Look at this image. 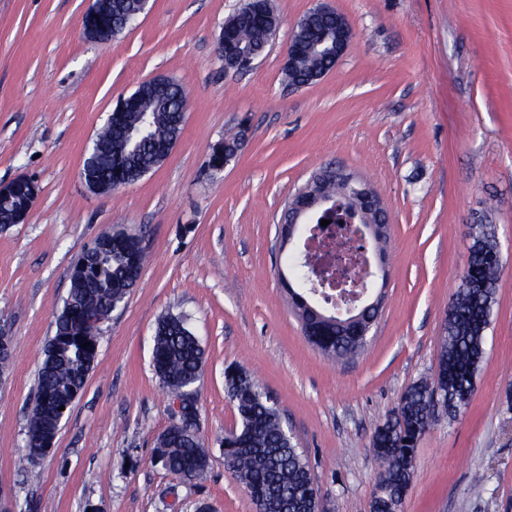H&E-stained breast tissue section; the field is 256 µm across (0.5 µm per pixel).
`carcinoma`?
Returning a JSON list of instances; mask_svg holds the SVG:
<instances>
[{
    "instance_id": "carcinoma-1",
    "label": "carcinoma",
    "mask_w": 512,
    "mask_h": 512,
    "mask_svg": "<svg viewBox=\"0 0 512 512\" xmlns=\"http://www.w3.org/2000/svg\"><path fill=\"white\" fill-rule=\"evenodd\" d=\"M266 12L272 23L277 17L270 0H249L231 16L218 39L219 55L231 50L262 53L273 35L265 23L250 15V9ZM336 29L335 21L315 17L302 24L298 36L301 58L293 70H285L289 83L300 81L326 67L320 42ZM137 92L147 98L150 125L142 127L141 113L119 112L106 122L97 136L96 169L107 180L129 184L159 167L165 155L157 146L173 145L183 130L181 116L174 112L181 83L165 78L144 83ZM133 126L140 131L126 147L117 143L121 130ZM469 236L478 239L469 249L461 285L448 305L443 347L434 380L444 385L452 414L468 405L476 389L477 375L485 356L486 331L502 261L495 251L496 235L491 224H472ZM96 281H73L68 300L74 306L109 309L119 306L134 276L126 254L112 250L100 260ZM308 342L322 354L343 359L358 354L363 337L354 327L327 322L309 312L299 315ZM89 343L87 348L82 344ZM71 349L44 354L38 373L37 396H48L58 406L71 407L83 390L98 356V325L87 319L71 337ZM153 369L171 396L193 406L192 387L199 382L204 366V349L182 316L169 315L156 327L152 355ZM228 394L237 410L239 426L224 436V464L255 499L258 512H316L314 485L303 451L283 427L277 407L269 402L260 385L247 371L228 378ZM420 381L407 388L396 411L380 423L372 435L371 448L380 462L372 512H391L401 506L411 487L418 441L433 421L429 388ZM48 421L46 409L35 405L27 423L34 433ZM157 462L182 482L203 477L208 459L197 432V424L177 437L162 435Z\"/></svg>"
}]
</instances>
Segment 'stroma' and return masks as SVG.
Segmentation results:
<instances>
[{"label": "stroma", "instance_id": "1", "mask_svg": "<svg viewBox=\"0 0 512 512\" xmlns=\"http://www.w3.org/2000/svg\"><path fill=\"white\" fill-rule=\"evenodd\" d=\"M245 0H150L102 44L91 0H0V184L40 185L26 223L0 226V512H256L224 465L238 424L224 370L236 364L279 407L308 461L321 512H371L376 426L432 378L472 224L494 225L503 268L468 406L422 436L402 512H512V0H271L276 35L246 71L225 70L224 22ZM325 4L352 41L333 71L284 81L295 24ZM168 77L189 93L170 157L135 184L90 192L85 152L119 99ZM237 155L209 170L214 147ZM371 183L392 224L382 317L365 352L332 363L305 338L279 273L277 226L312 172ZM141 237L147 259L100 326L98 357L54 449L22 464L44 348L72 263L102 230ZM183 315L205 350L195 386L205 476L180 483L154 460L176 421L153 337Z\"/></svg>", "mask_w": 512, "mask_h": 512}]
</instances>
